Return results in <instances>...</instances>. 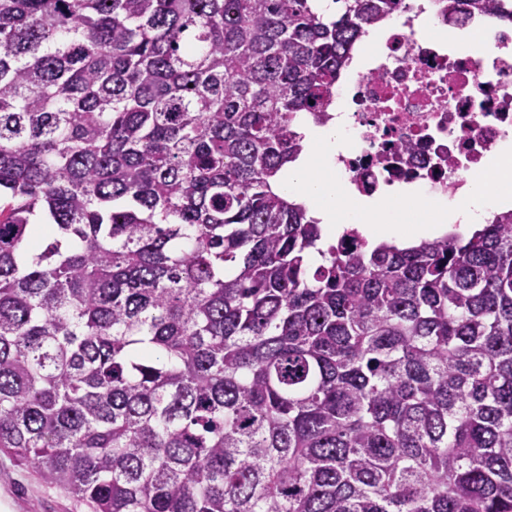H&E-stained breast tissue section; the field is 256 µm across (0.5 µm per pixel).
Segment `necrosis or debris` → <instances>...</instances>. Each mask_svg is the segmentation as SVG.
I'll list each match as a JSON object with an SVG mask.
<instances>
[{
    "instance_id": "obj_1",
    "label": "necrosis or debris",
    "mask_w": 512,
    "mask_h": 512,
    "mask_svg": "<svg viewBox=\"0 0 512 512\" xmlns=\"http://www.w3.org/2000/svg\"><path fill=\"white\" fill-rule=\"evenodd\" d=\"M485 21L449 15L446 0H404L375 40L362 41V64L339 77L329 111L307 113L326 124L343 116L353 143L330 165L351 198L414 185L429 200L456 199L512 138V25ZM461 30L478 32L474 51L452 49Z\"/></svg>"
}]
</instances>
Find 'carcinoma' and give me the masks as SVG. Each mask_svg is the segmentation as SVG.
<instances>
[{
    "label": "carcinoma",
    "instance_id": "carcinoma-1",
    "mask_svg": "<svg viewBox=\"0 0 512 512\" xmlns=\"http://www.w3.org/2000/svg\"><path fill=\"white\" fill-rule=\"evenodd\" d=\"M401 6L0 0V451L90 512H512V212L312 267L279 182Z\"/></svg>",
    "mask_w": 512,
    "mask_h": 512
}]
</instances>
